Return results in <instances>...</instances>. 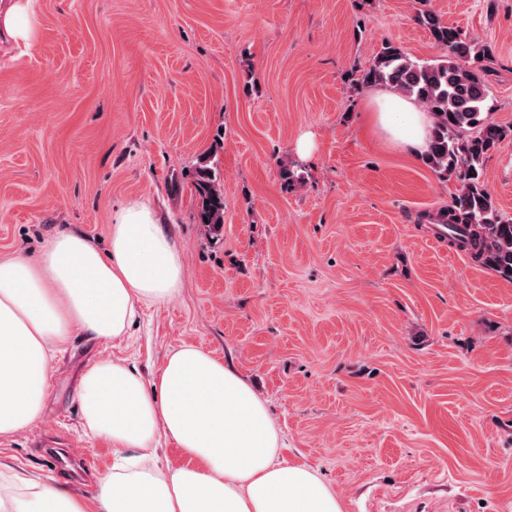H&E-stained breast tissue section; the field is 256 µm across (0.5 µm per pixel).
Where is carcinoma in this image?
Here are the masks:
<instances>
[{
  "mask_svg": "<svg viewBox=\"0 0 512 512\" xmlns=\"http://www.w3.org/2000/svg\"><path fill=\"white\" fill-rule=\"evenodd\" d=\"M420 22L443 54L420 62L391 42L382 45L356 83L386 86L432 113L434 123L422 159L446 178L456 173L461 186L438 223L448 228V242L468 250L472 258L512 279V219H504L482 179L490 153L507 130L484 117L490 50L437 14L422 9ZM197 221L218 231L224 224V191L214 169L198 170L194 180Z\"/></svg>",
  "mask_w": 512,
  "mask_h": 512,
  "instance_id": "obj_1",
  "label": "carcinoma"
}]
</instances>
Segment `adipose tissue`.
<instances>
[{"label":"adipose tissue","instance_id":"obj_1","mask_svg":"<svg viewBox=\"0 0 512 512\" xmlns=\"http://www.w3.org/2000/svg\"><path fill=\"white\" fill-rule=\"evenodd\" d=\"M370 101L391 142L420 156L432 114L391 91ZM183 277L176 240L142 203L116 218L107 250L64 232L37 257L0 261V437L43 422L55 355L70 336L126 335L140 307L179 295ZM78 398L88 435L112 444L111 471L89 498L11 471L0 478V512H344L316 468L282 457L266 402L201 346L181 345L149 379L98 361ZM161 436L184 465L144 464L142 450Z\"/></svg>","mask_w":512,"mask_h":512}]
</instances>
